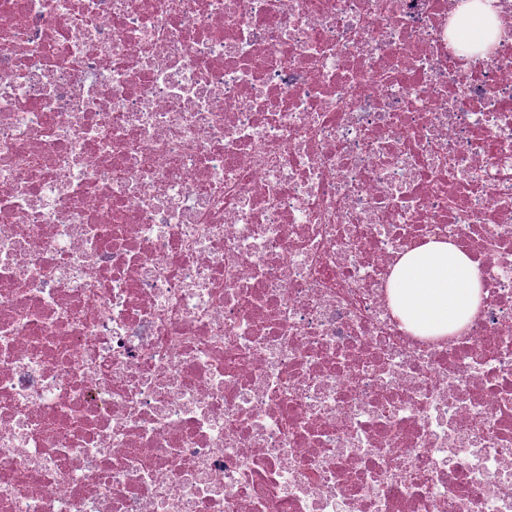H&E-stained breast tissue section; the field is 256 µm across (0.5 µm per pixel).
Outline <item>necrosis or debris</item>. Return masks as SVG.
<instances>
[{
  "label": "necrosis or debris",
  "instance_id": "4bbe7bcc",
  "mask_svg": "<svg viewBox=\"0 0 512 512\" xmlns=\"http://www.w3.org/2000/svg\"><path fill=\"white\" fill-rule=\"evenodd\" d=\"M0 0V512H512V0ZM455 243L460 333L389 306ZM388 294L404 327L424 336L462 331L486 296L478 263L448 241L404 253L389 278Z\"/></svg>",
  "mask_w": 512,
  "mask_h": 512
}]
</instances>
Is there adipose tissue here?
Returning a JSON list of instances; mask_svg holds the SVG:
<instances>
[{
	"mask_svg": "<svg viewBox=\"0 0 512 512\" xmlns=\"http://www.w3.org/2000/svg\"><path fill=\"white\" fill-rule=\"evenodd\" d=\"M388 294L404 327L424 336L462 331L486 296L477 262L447 241L404 253L389 278Z\"/></svg>",
	"mask_w": 512,
	"mask_h": 512,
	"instance_id": "1",
	"label": "adipose tissue"
}]
</instances>
